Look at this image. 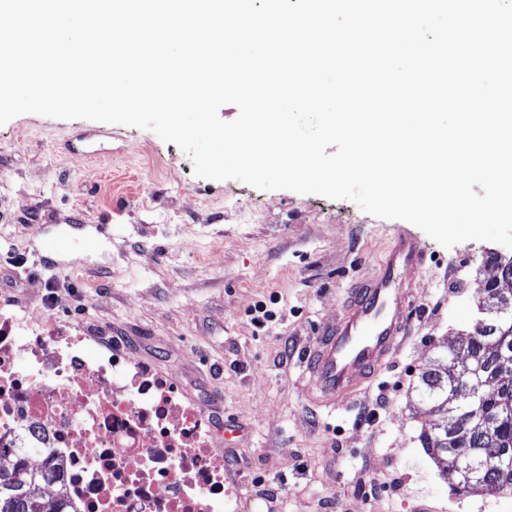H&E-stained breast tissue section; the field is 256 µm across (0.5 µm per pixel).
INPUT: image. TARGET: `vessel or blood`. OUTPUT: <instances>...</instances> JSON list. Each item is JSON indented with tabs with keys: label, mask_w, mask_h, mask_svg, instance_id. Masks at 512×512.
I'll list each match as a JSON object with an SVG mask.
<instances>
[{
	"label": "vessel or blood",
	"mask_w": 512,
	"mask_h": 512,
	"mask_svg": "<svg viewBox=\"0 0 512 512\" xmlns=\"http://www.w3.org/2000/svg\"><path fill=\"white\" fill-rule=\"evenodd\" d=\"M425 262L419 239L402 230L394 235L379 270L352 283L341 315L323 324L315 343L302 353L312 405L331 415L343 412L376 379L408 334L414 288L410 274Z\"/></svg>",
	"instance_id": "obj_1"
}]
</instances>
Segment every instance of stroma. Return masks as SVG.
I'll return each instance as SVG.
<instances>
[{
  "label": "stroma",
  "mask_w": 512,
  "mask_h": 512,
  "mask_svg": "<svg viewBox=\"0 0 512 512\" xmlns=\"http://www.w3.org/2000/svg\"><path fill=\"white\" fill-rule=\"evenodd\" d=\"M0 296L49 292L61 321L128 346L172 378L216 429L234 512H512V492L455 496L421 447L417 375L469 333L500 246L429 236L412 335L337 416L304 397L298 354L344 289L415 225L349 200L199 177L176 144L137 127L22 114L0 125ZM112 227L111 237L98 225ZM82 261L71 265V254ZM271 321L259 326L255 309Z\"/></svg>",
  "instance_id": "1"
}]
</instances>
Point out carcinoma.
<instances>
[{
    "instance_id": "obj_1",
    "label": "carcinoma",
    "mask_w": 512,
    "mask_h": 512,
    "mask_svg": "<svg viewBox=\"0 0 512 512\" xmlns=\"http://www.w3.org/2000/svg\"><path fill=\"white\" fill-rule=\"evenodd\" d=\"M499 294L481 288L478 315L464 353L468 357L466 378L479 386V397L458 412V374L453 367V350L447 348L432 367L421 371L416 391L428 405L419 441L427 452L441 456L446 465L441 476L451 491L461 494H490L512 487V468L499 466L512 457V360L499 359V348L512 347V314L498 312ZM464 460L475 461L479 477L467 481L457 470ZM57 479L55 471L15 464L0 473V512H46L39 486Z\"/></svg>"
}]
</instances>
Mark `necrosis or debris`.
I'll return each mask as SVG.
<instances>
[{"label": "necrosis or debris", "instance_id": "1", "mask_svg": "<svg viewBox=\"0 0 512 512\" xmlns=\"http://www.w3.org/2000/svg\"><path fill=\"white\" fill-rule=\"evenodd\" d=\"M37 433L34 453L23 452ZM0 447L60 467L68 512H227L224 453L196 403L125 347L0 300Z\"/></svg>", "mask_w": 512, "mask_h": 512}]
</instances>
